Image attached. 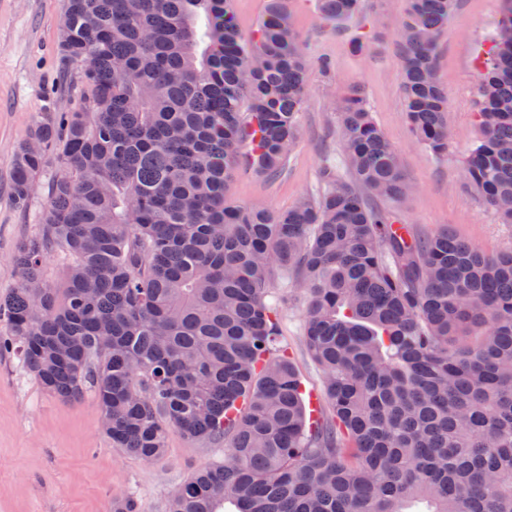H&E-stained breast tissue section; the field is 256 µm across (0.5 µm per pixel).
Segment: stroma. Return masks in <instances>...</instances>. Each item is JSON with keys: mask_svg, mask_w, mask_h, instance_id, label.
I'll return each mask as SVG.
<instances>
[{"mask_svg": "<svg viewBox=\"0 0 512 512\" xmlns=\"http://www.w3.org/2000/svg\"><path fill=\"white\" fill-rule=\"evenodd\" d=\"M64 0H0V297L19 285L13 270L16 244L37 233L46 205L50 167L36 182L27 211L11 194V159L41 112L78 107L75 80L60 78L58 28ZM403 0H363L374 46L353 54L350 35L326 25L316 0H288V17L313 67L299 116V137L284 174L274 181L239 172L227 188L237 204L274 210L301 196L320 195L325 163L347 173L337 112L352 88L366 95L372 118L396 148L412 185L410 195L387 201L402 223L428 234L449 228L487 253L512 249V224L474 197L460 177V160L478 135L472 112L477 99L478 58L497 34L504 0H458L439 47L438 78L448 92V154L437 158L412 139L401 86L396 32ZM268 303L277 307L281 339L307 392L322 393V376L304 342L305 291L278 275ZM224 460L220 443L171 433L166 456L146 461L113 447L104 434L92 394L63 401L46 393L13 356H0V512H112V501L132 496L145 512H168L179 486L201 467Z\"/></svg>", "mask_w": 512, "mask_h": 512, "instance_id": "stroma-1", "label": "stroma"}]
</instances>
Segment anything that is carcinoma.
<instances>
[{
  "label": "carcinoma",
  "instance_id": "cac0c4a2",
  "mask_svg": "<svg viewBox=\"0 0 512 512\" xmlns=\"http://www.w3.org/2000/svg\"><path fill=\"white\" fill-rule=\"evenodd\" d=\"M269 0L251 40L233 0H66L64 76L82 104L42 112L12 160L27 208L51 165L39 232L13 254L0 352L49 394L94 395L114 448L163 458L170 433L224 442V464L177 489L169 512H512V250L448 229H397L374 198L411 186L363 91L342 98L351 167L285 210L236 204L240 169L281 175L310 60ZM457 0H405L396 34L413 140L448 152L438 41ZM344 24L360 0H319ZM352 50H371L366 20ZM480 137L464 185L512 224V43L479 67ZM52 252L64 288L43 281ZM305 288L306 348L327 410L307 409L265 301L276 273ZM112 512H144L133 497Z\"/></svg>",
  "mask_w": 512,
  "mask_h": 512
}]
</instances>
